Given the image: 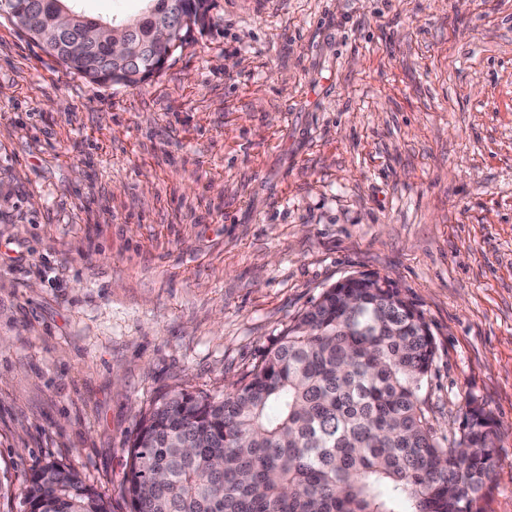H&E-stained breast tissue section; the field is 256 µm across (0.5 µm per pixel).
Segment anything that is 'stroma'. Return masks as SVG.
Returning <instances> with one entry per match:
<instances>
[{"mask_svg":"<svg viewBox=\"0 0 512 512\" xmlns=\"http://www.w3.org/2000/svg\"><path fill=\"white\" fill-rule=\"evenodd\" d=\"M359 274L429 326L438 441L468 398L496 420L512 512V0H211L136 88L0 12V512L50 461L129 512L149 405L230 390Z\"/></svg>","mask_w":512,"mask_h":512,"instance_id":"stroma-1","label":"stroma"}]
</instances>
